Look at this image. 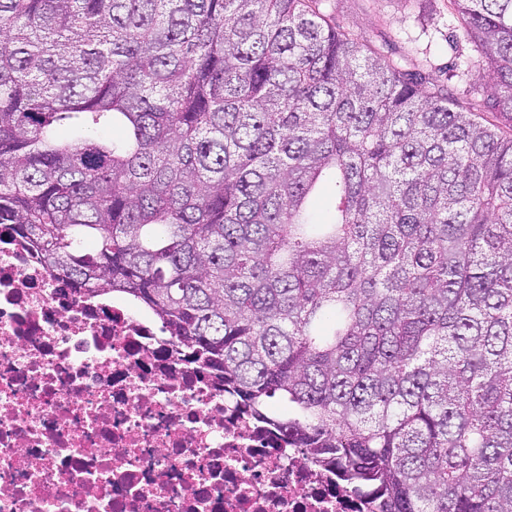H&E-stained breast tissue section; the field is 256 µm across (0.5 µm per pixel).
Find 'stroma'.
<instances>
[{"label": "stroma", "instance_id": "35a3bbf8", "mask_svg": "<svg viewBox=\"0 0 512 512\" xmlns=\"http://www.w3.org/2000/svg\"><path fill=\"white\" fill-rule=\"evenodd\" d=\"M320 9L383 45L407 69L449 77L459 103L481 105L490 96L487 71L465 67L480 55L465 37L449 0H320Z\"/></svg>", "mask_w": 512, "mask_h": 512}]
</instances>
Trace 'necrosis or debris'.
<instances>
[{"instance_id": "4bbe7bcc", "label": "necrosis or debris", "mask_w": 512, "mask_h": 512, "mask_svg": "<svg viewBox=\"0 0 512 512\" xmlns=\"http://www.w3.org/2000/svg\"><path fill=\"white\" fill-rule=\"evenodd\" d=\"M0 512H373L123 300L0 238Z\"/></svg>"}]
</instances>
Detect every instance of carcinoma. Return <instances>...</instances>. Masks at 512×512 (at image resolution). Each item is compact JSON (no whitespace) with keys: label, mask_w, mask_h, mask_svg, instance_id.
<instances>
[{"label":"carcinoma","mask_w":512,"mask_h":512,"mask_svg":"<svg viewBox=\"0 0 512 512\" xmlns=\"http://www.w3.org/2000/svg\"><path fill=\"white\" fill-rule=\"evenodd\" d=\"M450 3L494 121L319 0H0V228L376 512H512V0Z\"/></svg>","instance_id":"cac0c4a2"}]
</instances>
